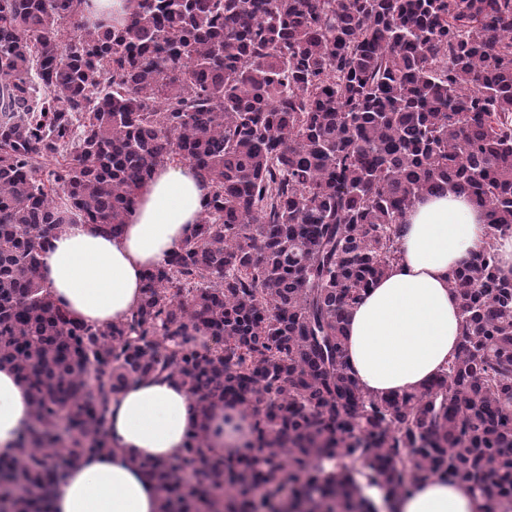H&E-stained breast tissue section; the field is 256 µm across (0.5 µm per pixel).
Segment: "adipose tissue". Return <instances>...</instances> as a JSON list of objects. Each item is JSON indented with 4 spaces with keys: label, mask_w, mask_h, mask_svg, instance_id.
I'll use <instances>...</instances> for the list:
<instances>
[{
    "label": "adipose tissue",
    "mask_w": 512,
    "mask_h": 512,
    "mask_svg": "<svg viewBox=\"0 0 512 512\" xmlns=\"http://www.w3.org/2000/svg\"><path fill=\"white\" fill-rule=\"evenodd\" d=\"M208 184L187 165L156 168L120 235L93 224H72L43 254L41 278L54 301L74 318L104 327L129 315L142 297L145 273L164 263L200 221ZM402 259L350 311L347 361L360 387L385 395L421 387L446 366L461 332L453 273L485 241L486 216L466 195L448 192L417 200L405 218ZM172 379L127 385L112 400V452L85 457L69 468L53 512H158L156 484L138 459L173 463L197 429L208 457L232 459L256 452L254 420L236 404L206 419ZM30 397L10 367L0 368V456L16 453L32 420ZM395 512H487L464 484L427 477L394 501Z\"/></svg>",
    "instance_id": "adipose-tissue-1"
}]
</instances>
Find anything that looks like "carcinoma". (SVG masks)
Here are the masks:
<instances>
[{
    "instance_id": "cac0c4a2",
    "label": "carcinoma",
    "mask_w": 512,
    "mask_h": 512,
    "mask_svg": "<svg viewBox=\"0 0 512 512\" xmlns=\"http://www.w3.org/2000/svg\"><path fill=\"white\" fill-rule=\"evenodd\" d=\"M86 6L0 0V365L33 405L0 512H51L62 466L111 449L112 398L162 376L202 420L239 403L259 454L211 465L199 430L177 462H138L161 512H376L362 485L392 501L429 476L512 512V0H136L120 27ZM175 159L210 184L199 224L130 316L73 319L46 247L70 224L121 233ZM450 189L487 215L450 283L457 349L373 396L347 316L414 202Z\"/></svg>"
}]
</instances>
